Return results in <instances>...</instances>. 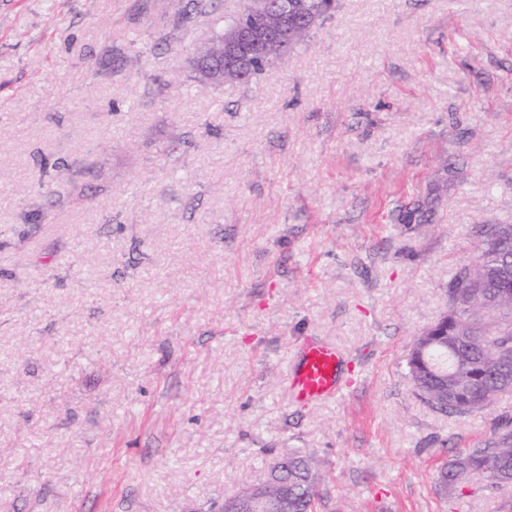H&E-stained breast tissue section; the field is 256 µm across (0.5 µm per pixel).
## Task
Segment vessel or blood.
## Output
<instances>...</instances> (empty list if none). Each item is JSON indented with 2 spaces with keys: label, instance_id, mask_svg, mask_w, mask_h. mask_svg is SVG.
Segmentation results:
<instances>
[{
  "label": "vessel or blood",
  "instance_id": "vessel-or-blood-1",
  "mask_svg": "<svg viewBox=\"0 0 512 512\" xmlns=\"http://www.w3.org/2000/svg\"><path fill=\"white\" fill-rule=\"evenodd\" d=\"M345 360L333 342L312 338L299 342L286 383L289 398L308 405L340 395Z\"/></svg>",
  "mask_w": 512,
  "mask_h": 512
}]
</instances>
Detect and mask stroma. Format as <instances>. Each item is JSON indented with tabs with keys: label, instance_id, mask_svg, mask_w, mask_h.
Wrapping results in <instances>:
<instances>
[{
	"label": "stroma",
	"instance_id": "obj_1",
	"mask_svg": "<svg viewBox=\"0 0 512 512\" xmlns=\"http://www.w3.org/2000/svg\"><path fill=\"white\" fill-rule=\"evenodd\" d=\"M187 2L0 7V512H217L292 451L318 512H512L438 481L512 392L445 415L407 367L476 226L512 224V0H338L204 94L240 0ZM307 337L348 385L303 406ZM345 354L336 344L306 338L295 350V361L288 373L286 390L296 404L308 405L342 393Z\"/></svg>",
	"mask_w": 512,
	"mask_h": 512
}]
</instances>
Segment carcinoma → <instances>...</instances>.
I'll use <instances>...</instances> for the list:
<instances>
[{
	"label": "carcinoma",
	"instance_id": "obj_1",
	"mask_svg": "<svg viewBox=\"0 0 512 512\" xmlns=\"http://www.w3.org/2000/svg\"><path fill=\"white\" fill-rule=\"evenodd\" d=\"M280 9L294 15L318 22L330 14L332 7L327 0H277ZM312 29H300L288 37L284 47L272 49L268 56L255 61L253 69L242 79L248 84L253 78L264 74L282 54L290 53L305 43ZM432 208L429 203H416L399 214L405 224L424 223L430 220ZM493 224H480L476 236L480 239L479 254L469 265L458 270L448 287V348L431 349L424 353L410 354L409 373L419 397L432 409L448 414H471L487 409L503 386L512 383V366L503 372H485L481 379L470 376L471 363H480L485 357L499 352L512 353V281L504 284L500 280L504 265L502 258L512 259V235L495 236ZM508 288L511 298L505 310L498 313L484 311L477 306L462 307V299L469 292L486 297ZM470 336V348L463 356L465 371L457 378L445 379L432 374L433 365L451 368L460 351L453 346L457 330ZM475 475L481 476L492 487L512 485V424H500L494 440L484 448H471L455 456L440 472V483L454 490L463 489ZM269 483L288 486V512H316L319 499V477L311 459L297 453L288 455L275 466L267 477Z\"/></svg>",
	"mask_w": 512,
	"mask_h": 512
}]
</instances>
